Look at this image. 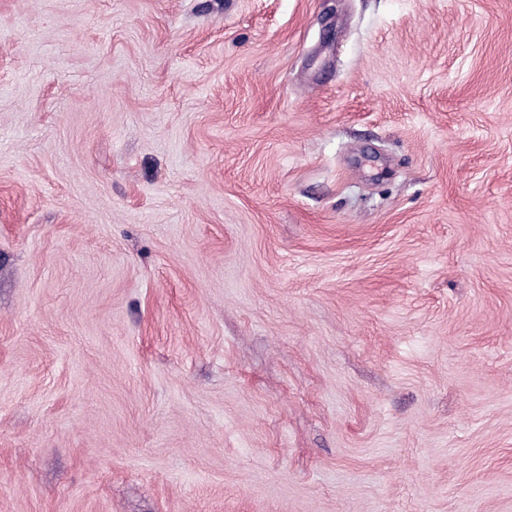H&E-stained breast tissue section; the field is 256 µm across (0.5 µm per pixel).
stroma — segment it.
Segmentation results:
<instances>
[{
	"mask_svg": "<svg viewBox=\"0 0 512 512\" xmlns=\"http://www.w3.org/2000/svg\"><path fill=\"white\" fill-rule=\"evenodd\" d=\"M0 512H512V0H0Z\"/></svg>",
	"mask_w": 512,
	"mask_h": 512,
	"instance_id": "stroma-1",
	"label": "stroma"
}]
</instances>
